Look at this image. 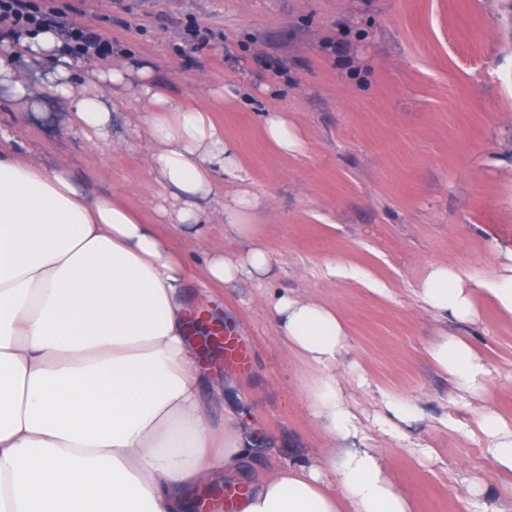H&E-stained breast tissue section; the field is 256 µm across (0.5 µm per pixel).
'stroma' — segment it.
<instances>
[{"instance_id": "stroma-1", "label": "stroma", "mask_w": 512, "mask_h": 512, "mask_svg": "<svg viewBox=\"0 0 512 512\" xmlns=\"http://www.w3.org/2000/svg\"><path fill=\"white\" fill-rule=\"evenodd\" d=\"M112 41V56L148 64L177 101L208 110L239 150L245 189L264 201L256 235L273 257L267 286L338 309L350 349L336 377L361 420L379 390L418 399L410 431L428 460L373 427L367 442L415 512H470L471 489L487 484L512 512V476L489 479L479 446L441 424L475 423L493 408L512 420V315L477 294L476 324L463 328L428 312L414 294L429 264L491 275L484 225H512V0H56ZM240 86L246 102L225 103ZM143 105L129 89L112 115L113 152L89 141L52 100L23 111L0 101V130L28 158L72 171L80 189L118 199L200 275L205 254L237 252L224 236L221 199L206 201L200 239L156 224L160 188ZM288 111L304 153L278 152L260 114ZM359 279L327 278V263ZM198 309L219 314L240 336L248 363L234 376L249 401L260 447L248 477L312 458L328 442L302 407L305 366L283 353L262 289L251 282L193 284ZM467 337L488 367L483 391L454 396L428 356L444 335ZM363 373L371 390L359 388Z\"/></svg>"}]
</instances>
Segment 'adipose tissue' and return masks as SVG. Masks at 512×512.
Returning a JSON list of instances; mask_svg holds the SVG:
<instances>
[{"label": "adipose tissue", "mask_w": 512, "mask_h": 512, "mask_svg": "<svg viewBox=\"0 0 512 512\" xmlns=\"http://www.w3.org/2000/svg\"><path fill=\"white\" fill-rule=\"evenodd\" d=\"M59 47L54 31L22 34L0 59V94L31 106V88L16 78L11 59L53 61L45 92L97 143L138 77L156 146L152 175L165 193L161 220L201 236L209 226L202 201L223 198L225 236L249 246L208 253L205 277L215 285L264 282L273 259L253 227L263 202L244 190L225 194L222 183L244 178L237 145L208 112L176 102L149 66L117 60L91 82ZM102 84L111 97L99 92ZM262 129L281 152L303 153L287 113L264 112ZM485 232L495 275L480 279L433 263L420 280L415 293L440 320L474 322L481 292L512 314V237L492 225ZM189 274L136 211L85 194L71 173L0 146V512H192L201 486L242 478L257 453L252 421L236 401V382L214 376L188 335ZM263 300L283 352L310 368L304 411L328 442L358 437L360 418L336 379L349 349L342 315L286 289ZM428 354L455 393L482 389L488 367L467 338L442 337ZM420 413L416 400L384 392L374 423L400 444ZM446 424L478 439L494 475L512 474V422L499 412H484L472 426ZM234 512L414 507L389 477L384 455L364 446L268 471L240 489Z\"/></svg>", "instance_id": "obj_1"}]
</instances>
